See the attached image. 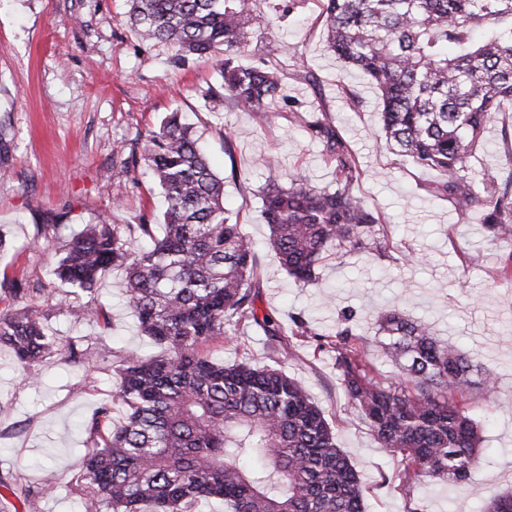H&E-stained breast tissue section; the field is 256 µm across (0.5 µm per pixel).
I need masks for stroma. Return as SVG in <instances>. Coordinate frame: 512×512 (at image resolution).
<instances>
[{
	"instance_id": "35a3bbf8",
	"label": "stroma",
	"mask_w": 512,
	"mask_h": 512,
	"mask_svg": "<svg viewBox=\"0 0 512 512\" xmlns=\"http://www.w3.org/2000/svg\"><path fill=\"white\" fill-rule=\"evenodd\" d=\"M278 0H257L269 22L254 27L239 64L283 62L287 97L254 112L214 108L209 87L220 77L214 61L186 57L143 40L127 24V0H0V145L8 163L0 175V309L25 300L15 283L37 291L48 313L47 330L63 337L58 354L22 369L0 348V512H83L75 492L85 472L89 421L113 388L114 368L127 351L159 355L124 304V274L104 272L96 296L110 326L89 320L80 300L57 307L66 287L54 275L59 239L107 218L113 224H158L163 197L146 164L119 175L122 158L140 157L145 136L163 117L180 113L191 125L215 172L224 177V206L257 245L258 307L288 322L302 314L311 326L335 330L345 310L369 326L382 306L429 319L437 335L455 337L460 349L490 370L496 391L471 389L462 397L479 427L485 460L476 487L423 484L420 512H484L493 494L512 491V245L492 239L485 210L460 209L441 194L437 173L389 150L381 133L380 101L368 79L348 70L325 44L319 22L323 0H295L290 12ZM313 72L316 82L304 81ZM331 122L356 157L360 177L352 191L377 219L380 247L353 253L329 250L316 284L295 285L266 245L259 191L268 182L288 186L299 174L316 187H335L336 174L322 144L309 134ZM233 132L225 143V132ZM486 150L471 167L512 186V101L501 102L485 133ZM267 165H255L257 157ZM238 180H230V170ZM60 232H53V225ZM418 256L406 262V253ZM106 346L96 366L69 355ZM213 360H277L301 381L332 425L340 448L359 474L366 512H406L396 488V457L380 448L350 405L329 355L308 343L270 346L252 325L229 327L205 349ZM51 481L35 504L23 490Z\"/></svg>"
}]
</instances>
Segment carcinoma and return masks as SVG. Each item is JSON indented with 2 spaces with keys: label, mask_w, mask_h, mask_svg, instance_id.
Wrapping results in <instances>:
<instances>
[{
  "label": "carcinoma",
  "mask_w": 512,
  "mask_h": 512,
  "mask_svg": "<svg viewBox=\"0 0 512 512\" xmlns=\"http://www.w3.org/2000/svg\"><path fill=\"white\" fill-rule=\"evenodd\" d=\"M129 2L128 20L143 39L180 58L220 60V82L209 90L214 107L259 111L285 96L280 65L237 62L262 19L256 0ZM323 18L328 48L379 91L387 143L437 172L456 206L493 204L486 226L494 239L511 241L512 195L485 199L487 182L467 163L501 101L512 100V0H326ZM310 130L334 166L336 188L296 175L286 188L273 182L262 191L269 247L303 285L316 283L327 250L359 253L377 234L351 191L360 170L347 143L329 122ZM143 161L164 194L163 234L154 224H87L61 245L54 269L71 294L87 297L83 313L96 320L107 318L95 298L99 276L123 269L141 333L164 349L150 359L125 355L111 400L85 425L92 448L77 488L85 512H199L210 499L223 500L224 512H365L358 475L299 381L267 365L200 354L226 324H254L271 342L289 337L331 354L361 420L400 456L406 495L427 479L474 483L480 437L457 396L491 391V372L453 338L395 308L380 312L371 338L357 331L351 310L333 332L294 317L286 335L280 320L259 313L253 243L225 213L224 179L177 113L149 132ZM47 317L33 301L0 310V345L23 368L62 344L48 334ZM372 345L397 365V381H377ZM115 406L125 409L118 422Z\"/></svg>",
  "instance_id": "obj_1"
}]
</instances>
